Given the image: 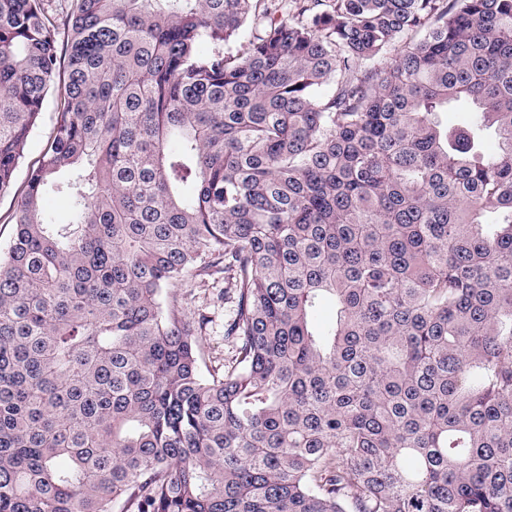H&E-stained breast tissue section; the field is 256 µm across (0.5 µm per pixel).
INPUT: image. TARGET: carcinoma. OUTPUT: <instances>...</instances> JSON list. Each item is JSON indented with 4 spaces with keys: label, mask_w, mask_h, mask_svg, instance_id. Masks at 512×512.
I'll list each match as a JSON object with an SVG mask.
<instances>
[{
    "label": "carcinoma",
    "mask_w": 512,
    "mask_h": 512,
    "mask_svg": "<svg viewBox=\"0 0 512 512\" xmlns=\"http://www.w3.org/2000/svg\"><path fill=\"white\" fill-rule=\"evenodd\" d=\"M260 2L0 0V512H512V0ZM60 97L57 93L47 96L41 119L32 135L25 152L24 163L17 170L13 190L0 196V251H6L14 234L13 213L25 186L28 168L36 162L45 146L55 123ZM225 286L224 280L214 284L189 280L177 288L189 318L197 317L198 313L208 316L207 329L198 339L199 349L208 367L222 369L231 366L236 355L235 344L224 336V323L232 315L234 306L233 288Z\"/></svg>",
    "instance_id": "carcinoma-1"
}]
</instances>
